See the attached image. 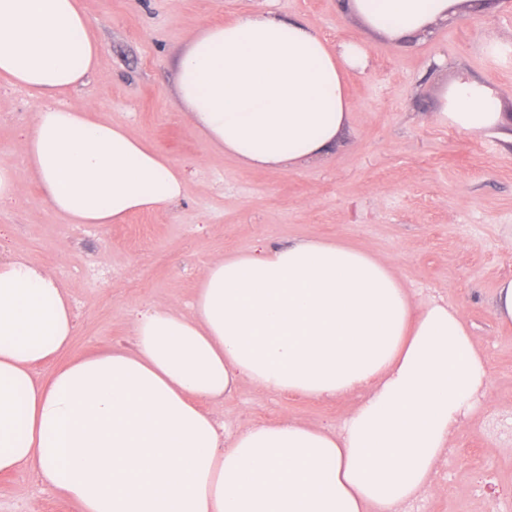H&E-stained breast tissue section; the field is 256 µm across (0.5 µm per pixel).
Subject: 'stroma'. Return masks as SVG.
Wrapping results in <instances>:
<instances>
[{"label":"stroma","mask_w":512,"mask_h":512,"mask_svg":"<svg viewBox=\"0 0 512 512\" xmlns=\"http://www.w3.org/2000/svg\"><path fill=\"white\" fill-rule=\"evenodd\" d=\"M103 52L97 73L63 104L81 103L123 123L179 166L174 206L125 223L71 224L51 210L26 173L18 144L36 102L0 80V164L23 188L0 205V255L25 257L66 288L77 321L67 358L127 343L132 310L189 312L203 270L255 243L323 239L387 260L419 303L461 306L489 382L476 413L452 437L431 490L411 512H512V326L492 316L499 281L512 278V0L455 15L422 38L368 31L346 0H81ZM298 20L331 44L361 42L364 71L346 79L350 123L318 161L255 170L218 153L188 121L176 95V58L189 33L251 9ZM500 98L507 124L465 133L435 122L460 75ZM106 269L98 287L86 258ZM359 396L321 401L241 384L208 411L234 431L291 418L337 428ZM0 512H78L72 500L23 469L0 475Z\"/></svg>","instance_id":"1"}]
</instances>
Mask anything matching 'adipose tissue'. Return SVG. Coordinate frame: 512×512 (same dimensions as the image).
Listing matches in <instances>:
<instances>
[{
	"label": "adipose tissue",
	"instance_id": "ef3b65f1",
	"mask_svg": "<svg viewBox=\"0 0 512 512\" xmlns=\"http://www.w3.org/2000/svg\"><path fill=\"white\" fill-rule=\"evenodd\" d=\"M458 0H349L372 31L425 33ZM101 43L80 0H0V77L37 102L20 142L48 205L71 224L169 208L185 179L146 139L59 104L97 73ZM362 44L263 11L208 24L177 61V97L217 152L252 169L320 158L350 122ZM493 90L459 78L438 123L496 127ZM69 296L25 258L0 262V473L33 471L80 512H402L426 495L488 383L459 306L416 303L369 251L306 239L228 254L189 313L137 315L132 348L77 358ZM246 383L311 399L360 396L337 430L294 419L224 434L202 402Z\"/></svg>",
	"mask_w": 512,
	"mask_h": 512
}]
</instances>
